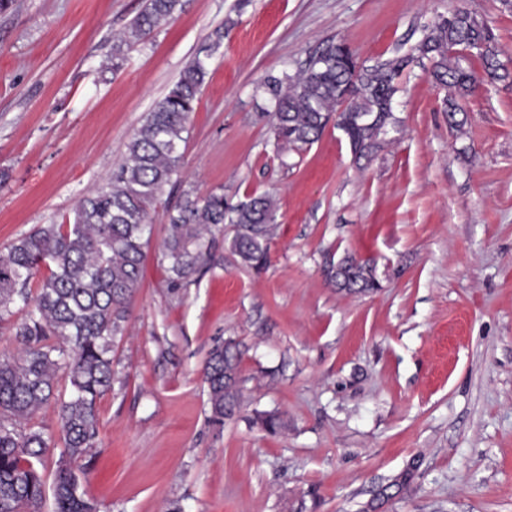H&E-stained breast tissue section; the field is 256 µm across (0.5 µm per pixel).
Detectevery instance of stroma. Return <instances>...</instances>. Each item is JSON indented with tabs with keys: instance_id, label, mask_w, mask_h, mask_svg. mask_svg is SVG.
Instances as JSON below:
<instances>
[{
	"instance_id": "stroma-1",
	"label": "stroma",
	"mask_w": 512,
	"mask_h": 512,
	"mask_svg": "<svg viewBox=\"0 0 512 512\" xmlns=\"http://www.w3.org/2000/svg\"><path fill=\"white\" fill-rule=\"evenodd\" d=\"M144 0H13L0 12V251L72 218L105 187L154 103L223 30L183 149L185 187L266 194L277 234L261 272L214 231L212 260L174 291L154 233L101 444L81 480L98 512H512V81L481 78L450 127L446 89L416 59L394 128L355 160L327 126L282 151L264 82L327 40L366 63L411 53L434 18L489 21L512 69L502 0H183L120 46ZM347 255L376 291L329 282ZM232 340L245 402L208 422L203 366ZM286 426L263 431L257 414Z\"/></svg>"
}]
</instances>
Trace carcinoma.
<instances>
[{"mask_svg":"<svg viewBox=\"0 0 512 512\" xmlns=\"http://www.w3.org/2000/svg\"><path fill=\"white\" fill-rule=\"evenodd\" d=\"M179 8L181 0H145L121 41L147 38ZM222 39L215 30L185 66L129 140L125 162L107 186L79 201L73 221L42 224L0 252V322L17 302L30 307L11 327L16 353L0 356V512H40L45 484L39 465L55 443L32 420L53 398L63 444L53 480L56 512H97L73 463L98 445V402L112 389V344L123 335L141 284L151 206L162 205L168 223L161 262L169 287L196 281L212 260L210 236L224 224L236 226L230 249L245 266L259 272L267 264L276 228L269 196L231 204L222 193L184 189L180 179L181 146ZM415 51L434 62L435 80L453 91L448 122L455 128L463 125L456 119L458 99L475 83L463 61L476 57L491 79H512L490 25L466 9L435 19ZM411 61L393 57L367 66L346 44L328 41L296 76L267 79L276 143L300 150L318 141L334 118L355 155L371 153L394 124L384 99L394 95V81ZM331 279L348 292L379 288L373 266L350 257L339 260ZM204 375L210 422L221 428L244 403L233 341L212 349Z\"/></svg>","mask_w":512,"mask_h":512,"instance_id":"cac0c4a2","label":"carcinoma"}]
</instances>
